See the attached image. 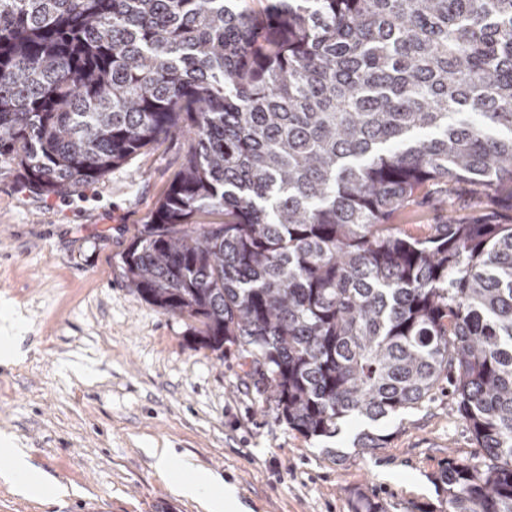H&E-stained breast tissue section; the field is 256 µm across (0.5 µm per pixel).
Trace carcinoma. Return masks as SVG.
<instances>
[{
    "label": "carcinoma",
    "instance_id": "cac0c4a2",
    "mask_svg": "<svg viewBox=\"0 0 512 512\" xmlns=\"http://www.w3.org/2000/svg\"><path fill=\"white\" fill-rule=\"evenodd\" d=\"M242 2L0 0V176L71 191L191 140L125 285L307 437L447 380L484 450L448 512H512V0ZM459 185L479 215L392 223Z\"/></svg>",
    "mask_w": 512,
    "mask_h": 512
}]
</instances>
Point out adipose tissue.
Returning a JSON list of instances; mask_svg holds the SVG:
<instances>
[{
	"label": "adipose tissue",
	"instance_id": "adipose-tissue-1",
	"mask_svg": "<svg viewBox=\"0 0 512 512\" xmlns=\"http://www.w3.org/2000/svg\"><path fill=\"white\" fill-rule=\"evenodd\" d=\"M152 455L159 476L171 480L180 495L200 502L205 512H235L237 500L232 485L188 462L173 468L172 449L157 448Z\"/></svg>",
	"mask_w": 512,
	"mask_h": 512
}]
</instances>
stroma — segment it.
Listing matches in <instances>:
<instances>
[{"label":"stroma","instance_id":"stroma-1","mask_svg":"<svg viewBox=\"0 0 512 512\" xmlns=\"http://www.w3.org/2000/svg\"><path fill=\"white\" fill-rule=\"evenodd\" d=\"M189 149L170 138L74 192L34 194L0 176V319L22 342L0 362V433L62 486L0 512H204L154 468L152 451L232 484L246 512H352L359 489L385 512H423L448 460L481 450L447 393L373 425L309 438L263 403L235 348H195L183 320L127 288L119 256Z\"/></svg>","mask_w":512,"mask_h":512}]
</instances>
